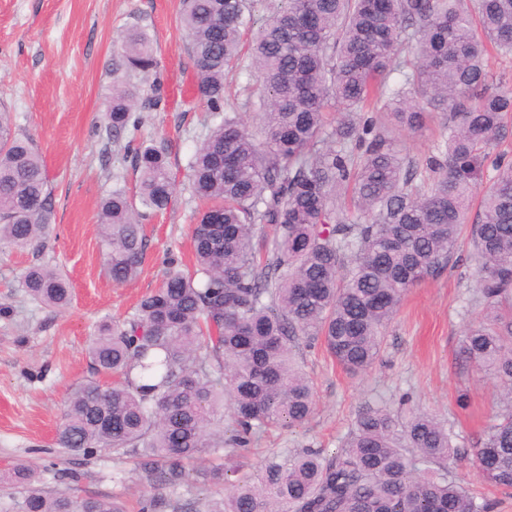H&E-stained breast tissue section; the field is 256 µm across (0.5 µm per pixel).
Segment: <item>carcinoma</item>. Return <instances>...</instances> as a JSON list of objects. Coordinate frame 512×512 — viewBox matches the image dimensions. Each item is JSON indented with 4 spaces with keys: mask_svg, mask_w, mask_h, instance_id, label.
I'll return each mask as SVG.
<instances>
[{
    "mask_svg": "<svg viewBox=\"0 0 512 512\" xmlns=\"http://www.w3.org/2000/svg\"><path fill=\"white\" fill-rule=\"evenodd\" d=\"M253 2L183 0L196 94L222 117L188 163L191 193L206 203L195 264L170 259L131 316L97 325L86 349L95 378L70 393L57 433L74 454L139 458L151 481L139 512H191L162 490L200 477L221 484L262 432L309 419L314 388L300 345H320L353 374L372 369L404 297L459 248L483 162L512 113V93L491 88L489 69L492 56L512 55V0H475L472 15L460 0H279L244 65ZM118 42L104 154L162 101L146 30L133 25ZM245 67L259 84L248 101L254 124L224 111L226 78ZM132 75L152 78V95L130 93ZM372 112L407 130L442 112L446 136L420 165ZM126 150L137 198L115 189L98 204L105 269L118 285L140 274L144 221L175 190L164 143ZM55 207L37 145L1 107L0 243L44 247ZM269 227L276 246L265 259L254 240ZM469 247L488 311L465 329L457 361L498 383L497 422L465 451L433 413L368 406L336 452L267 457L204 512H492L451 468L467 457L486 481L512 489V163L497 165ZM21 287L50 308L71 303L67 279L45 264L26 267ZM224 407L228 439L215 420ZM208 448L227 449V462L200 476ZM3 479L19 489L14 512H126L115 498L42 486L24 465Z\"/></svg>",
    "mask_w": 512,
    "mask_h": 512,
    "instance_id": "cac0c4a2",
    "label": "carcinoma"
}]
</instances>
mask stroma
<instances>
[{"mask_svg":"<svg viewBox=\"0 0 512 512\" xmlns=\"http://www.w3.org/2000/svg\"><path fill=\"white\" fill-rule=\"evenodd\" d=\"M135 23L152 40L164 87L162 104L143 112L138 136L168 144L176 193L173 204L146 223L142 272L116 285L100 252L97 204L115 189L135 194L138 176L123 145L102 156L101 127L112 95L114 39ZM0 104L12 113L16 131L38 145L56 198L47 249L33 254L0 245V474L26 465L54 487L57 471L68 468L77 475L66 486L70 494L135 503L149 482L131 460L114 459L108 450L76 455L56 437L71 388L91 375L85 349L96 324L127 316L158 288L168 254L191 255L199 203L187 187L186 165L215 121L195 98L180 0H0ZM35 262L66 272L73 291L67 310L45 308L19 287L21 270ZM485 313L476 266L462 249L439 275L412 288L367 374L348 375L321 347L304 349L314 413L301 426L260 436L243 453V470L273 454L336 452L367 404L433 412L452 427L457 445H466L492 422L499 401L493 379L455 361L464 329ZM463 389L470 396L465 408L457 403Z\"/></svg>","mask_w":512,"mask_h":512,"instance_id":"35a3bbf8","label":"stroma"}]
</instances>
